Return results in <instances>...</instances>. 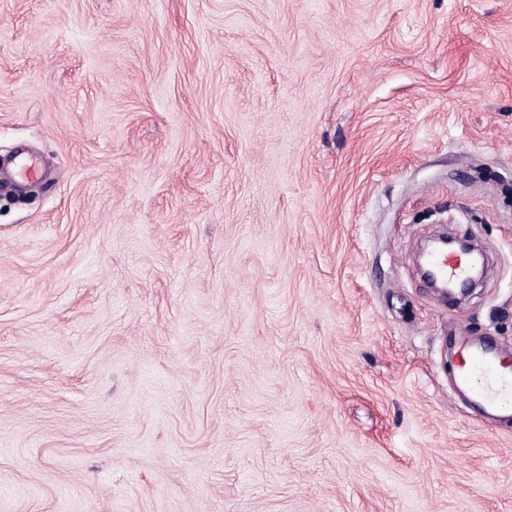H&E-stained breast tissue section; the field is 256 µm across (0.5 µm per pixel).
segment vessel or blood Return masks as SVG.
I'll return each instance as SVG.
<instances>
[{
  "mask_svg": "<svg viewBox=\"0 0 512 512\" xmlns=\"http://www.w3.org/2000/svg\"><path fill=\"white\" fill-rule=\"evenodd\" d=\"M429 267L434 278L454 288L463 287L469 279V262L458 255H433ZM510 354L512 347L503 344L470 349L455 371L458 384L480 410L503 418H512V372L501 369L498 360Z\"/></svg>",
  "mask_w": 512,
  "mask_h": 512,
  "instance_id": "obj_1",
  "label": "vessel or blood"
}]
</instances>
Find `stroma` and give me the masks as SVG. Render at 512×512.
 Masks as SVG:
<instances>
[{
  "label": "stroma",
  "mask_w": 512,
  "mask_h": 512,
  "mask_svg": "<svg viewBox=\"0 0 512 512\" xmlns=\"http://www.w3.org/2000/svg\"><path fill=\"white\" fill-rule=\"evenodd\" d=\"M23 156L0 512H512L450 383L512 345V0H0ZM429 268L434 278L452 288H463L469 280V261L459 255L449 253L432 255Z\"/></svg>",
  "instance_id": "35a3bbf8"
}]
</instances>
